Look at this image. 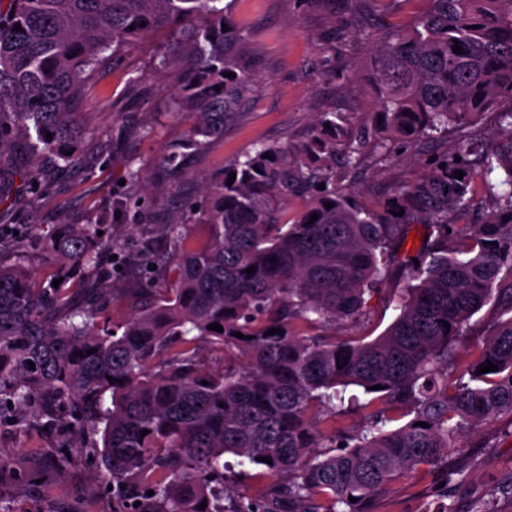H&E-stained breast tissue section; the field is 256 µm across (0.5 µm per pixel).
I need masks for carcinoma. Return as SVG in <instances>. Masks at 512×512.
Returning a JSON list of instances; mask_svg holds the SVG:
<instances>
[{
  "mask_svg": "<svg viewBox=\"0 0 512 512\" xmlns=\"http://www.w3.org/2000/svg\"><path fill=\"white\" fill-rule=\"evenodd\" d=\"M429 2L413 27L371 47L382 124L352 129L322 112L305 148L264 144L226 170L207 196L205 247H185L179 214L159 226L164 246H137L158 267L177 262V284L163 291L142 266L126 268L133 311L121 333L96 323L113 296L100 225H56L57 287L0 263V425L68 431L100 457L117 512H371L376 495L423 467L446 488L429 512H457L452 490L466 473L456 441L512 421V107L498 112L504 134L492 146L460 141L381 210L336 180L339 136L352 169L368 151L387 160L512 98V0ZM164 27L175 37L158 67L182 69L178 103L197 115L183 148L197 147L224 136L255 79L249 35L224 0H0V172L17 140L35 161L76 162L87 134L78 114L103 54ZM477 165L503 174L506 190L483 182L498 209L456 224ZM298 194L308 207L280 222L281 202ZM417 228L421 244L409 249ZM74 268L90 276L74 281ZM391 290L399 313L374 336L372 299ZM492 300L494 329L459 360L455 343ZM208 349L243 361L208 369ZM488 361L497 370L479 373ZM358 406L359 424L339 426ZM228 456L266 468L259 497L235 489ZM505 498L512 481L471 512H500Z\"/></svg>",
  "mask_w": 512,
  "mask_h": 512,
  "instance_id": "carcinoma-1",
  "label": "carcinoma"
}]
</instances>
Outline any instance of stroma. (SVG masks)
<instances>
[{
  "mask_svg": "<svg viewBox=\"0 0 512 512\" xmlns=\"http://www.w3.org/2000/svg\"><path fill=\"white\" fill-rule=\"evenodd\" d=\"M429 0H359L354 10L340 0H231L228 13L250 35L260 61L259 75L241 106L239 121L223 137L204 140L181 169L161 159L186 141L196 123L193 112L176 106L180 74L159 69L157 59L170 46L174 28H164L121 49L116 61L96 71L81 105L89 134L77 164L51 176H37L30 186H14L11 203L0 204V237L13 240V251L0 260L30 269L36 281L51 277L55 265L46 242L55 225L88 224L106 219L103 235L115 240L104 266H119L136 253L143 239H158L159 225L185 213L188 244L207 240L204 210L186 212L190 201H202L203 181H217L225 168L261 144L295 149L316 130L320 113L336 111L348 120L375 125V101L365 93L370 70V43L337 38L341 25L379 35L408 27L426 11ZM512 106L503 99L497 109L481 113L465 126H449L438 138L411 153L381 161L362 156L345 183L356 186L368 203H384L394 186L413 182L433 158L453 153L463 138L492 144L499 131L497 111ZM141 171L140 180L129 178ZM67 434L31 426L0 427V507L5 512H112V495L98 480L99 459L75 454L67 471L56 468ZM459 461L470 476L455 491L461 512L492 485L512 477V422L482 426L464 438ZM436 480L421 469L392 484L372 504V512H426Z\"/></svg>",
  "mask_w": 512,
  "mask_h": 512,
  "instance_id": "obj_1",
  "label": "stroma"
}]
</instances>
